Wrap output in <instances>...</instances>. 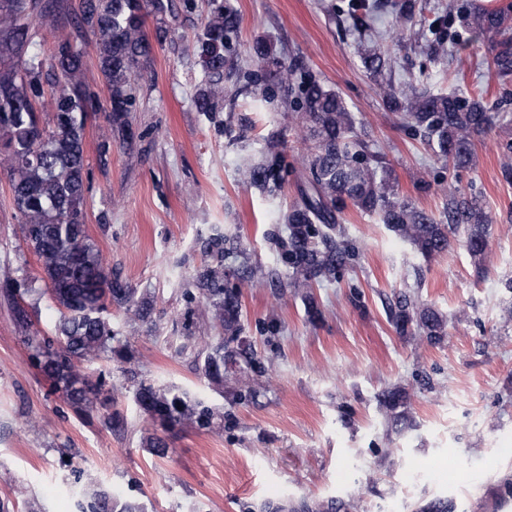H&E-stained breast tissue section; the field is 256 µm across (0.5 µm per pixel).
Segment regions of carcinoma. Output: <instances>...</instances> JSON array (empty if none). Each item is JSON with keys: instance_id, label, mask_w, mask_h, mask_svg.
Instances as JSON below:
<instances>
[{"instance_id": "1", "label": "carcinoma", "mask_w": 512, "mask_h": 512, "mask_svg": "<svg viewBox=\"0 0 512 512\" xmlns=\"http://www.w3.org/2000/svg\"><path fill=\"white\" fill-rule=\"evenodd\" d=\"M414 8L405 4L388 34L379 38L405 42L414 23ZM173 9V0H83L80 15L70 20L63 0H0V146L4 148L0 165L6 167L23 240L40 261V279L60 311L54 339L35 332L26 341L41 372L79 415L93 409L99 395L83 366L116 353L112 326L103 313L116 305L134 316L144 314L132 291L112 279L88 233L87 123L101 113L109 127L125 133L131 130L136 84L150 56L148 40L161 46L169 36L162 25L148 32L146 20L153 16L161 21ZM459 18L472 32L491 37L487 67L503 89L501 97L416 93L407 85L379 83L386 108L399 113L406 127L454 169L472 163L474 140L490 131L509 102L512 85V7L462 11ZM35 23L54 39L51 50L42 49L35 40L31 33ZM67 26L72 32L62 33ZM237 26L238 15L224 0H207L203 27L191 46L204 73L193 94L199 112L224 111V97L229 95L226 83L244 68V60L230 54V34ZM88 47L95 52L108 91L104 101L85 81ZM249 58L269 69L277 84L300 91L295 111L300 113L297 137L307 150V189L284 217L290 231L293 288L307 290L315 283L334 280L351 260L341 228L348 202L376 215L427 258L447 252L451 235L464 225L467 250L481 259L491 219L480 195L448 187L440 219L411 200L398 198L386 167L355 133L353 117L339 93L298 73L286 53L264 40L253 45ZM363 63L382 77L390 68V55L376 41ZM44 111L49 112L46 123L41 119ZM242 177L260 190L275 180L273 170L263 163L243 170ZM196 286L212 309L207 330L216 332L202 337L204 374L222 385L226 362L240 357L246 365L256 366L254 351L240 347V291L224 288V270L218 264L203 266ZM32 292L24 281L8 275L0 280V294L13 305L16 321L26 327L32 325L35 311L27 302ZM392 322L400 334L430 344L440 342L448 331L447 320L436 310L407 298L398 301ZM136 399L149 418L163 425L213 427V411L186 392L141 384ZM408 401L409 393L402 389L381 395V404L396 425L405 420L402 409ZM82 512L141 510L136 503L120 505L111 493L98 489Z\"/></svg>"}]
</instances>
